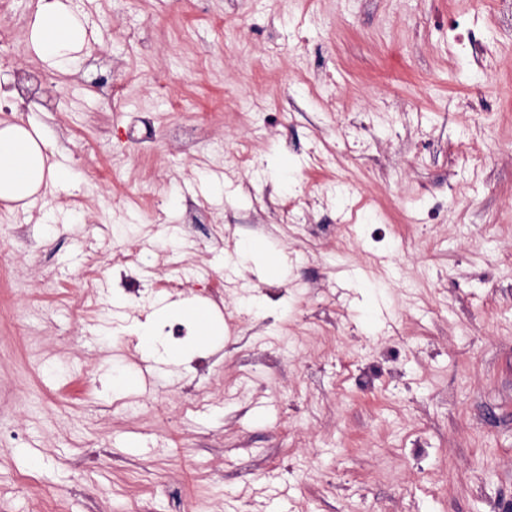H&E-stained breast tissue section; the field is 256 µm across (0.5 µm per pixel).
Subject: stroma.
Returning <instances> with one entry per match:
<instances>
[{
    "instance_id": "1",
    "label": "stroma",
    "mask_w": 512,
    "mask_h": 512,
    "mask_svg": "<svg viewBox=\"0 0 512 512\" xmlns=\"http://www.w3.org/2000/svg\"><path fill=\"white\" fill-rule=\"evenodd\" d=\"M96 35L35 126L72 187L0 207V512H503L512 506V22L495 0H72ZM466 21L481 62L449 29ZM103 62L156 136L80 75ZM305 72H298V65ZM167 80L170 100L152 79ZM249 148V188L224 169ZM485 157L475 160L474 149ZM348 178L352 198L323 197ZM297 198L303 224L262 197ZM190 234L247 325L142 353L116 250ZM227 306V307H228ZM299 339L282 354L283 337Z\"/></svg>"
}]
</instances>
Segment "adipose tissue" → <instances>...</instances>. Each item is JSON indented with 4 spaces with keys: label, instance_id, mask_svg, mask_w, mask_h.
Segmentation results:
<instances>
[{
    "label": "adipose tissue",
    "instance_id": "ef3b65f1",
    "mask_svg": "<svg viewBox=\"0 0 512 512\" xmlns=\"http://www.w3.org/2000/svg\"><path fill=\"white\" fill-rule=\"evenodd\" d=\"M83 23L65 0H47L31 26L30 44L56 67L77 68ZM42 134L16 124L0 127V200L17 202L36 193L42 184H71L68 171L47 163Z\"/></svg>",
    "mask_w": 512,
    "mask_h": 512
}]
</instances>
